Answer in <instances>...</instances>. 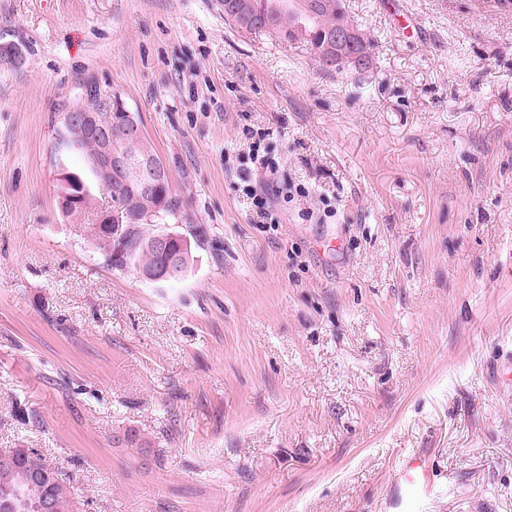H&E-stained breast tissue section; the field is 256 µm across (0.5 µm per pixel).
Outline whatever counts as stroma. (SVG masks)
Here are the masks:
<instances>
[{
    "label": "stroma",
    "instance_id": "1",
    "mask_svg": "<svg viewBox=\"0 0 512 512\" xmlns=\"http://www.w3.org/2000/svg\"><path fill=\"white\" fill-rule=\"evenodd\" d=\"M368 69L225 25L217 0H0V453L69 512H512V13L347 0ZM417 30L407 38L392 16ZM121 95L206 233L177 282L104 264L63 217L59 118ZM278 163L254 223L250 146ZM250 198L252 199V216L257 224H275V216L273 213V197L278 196L280 188L277 183L276 186L268 185V191L258 193L254 188H249ZM272 195V196H271ZM390 492L401 512H431L441 488L433 481L428 461L415 454L401 457L393 473Z\"/></svg>",
    "mask_w": 512,
    "mask_h": 512
}]
</instances>
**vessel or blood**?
I'll return each mask as SVG.
<instances>
[{"label": "vessel or blood", "mask_w": 512, "mask_h": 512, "mask_svg": "<svg viewBox=\"0 0 512 512\" xmlns=\"http://www.w3.org/2000/svg\"><path fill=\"white\" fill-rule=\"evenodd\" d=\"M390 492L400 512H431L441 489L433 481V471L428 461L409 454L399 459Z\"/></svg>", "instance_id": "b4317fda"}]
</instances>
